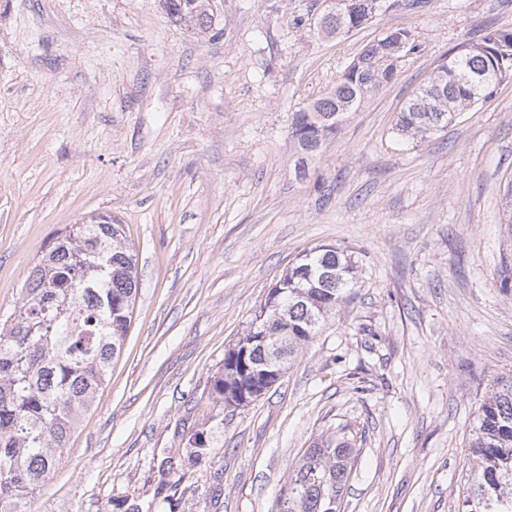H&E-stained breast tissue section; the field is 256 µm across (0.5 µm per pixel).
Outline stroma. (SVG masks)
Wrapping results in <instances>:
<instances>
[{
    "instance_id": "stroma-1",
    "label": "stroma",
    "mask_w": 512,
    "mask_h": 512,
    "mask_svg": "<svg viewBox=\"0 0 512 512\" xmlns=\"http://www.w3.org/2000/svg\"><path fill=\"white\" fill-rule=\"evenodd\" d=\"M332 0H0V318L57 233L123 224L138 293L121 355L28 512H277L306 448H356L341 512H462L476 412L512 377V82L407 144L404 104L512 0H393L328 37ZM412 51L296 168L299 110L369 42ZM358 284L268 392L212 394L224 354L300 255ZM204 433L203 453L193 447ZM209 0H165L168 14L179 23L206 35L212 30L213 12Z\"/></svg>"
}]
</instances>
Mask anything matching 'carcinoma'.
<instances>
[{"label": "carcinoma", "instance_id": "obj_1", "mask_svg": "<svg viewBox=\"0 0 512 512\" xmlns=\"http://www.w3.org/2000/svg\"><path fill=\"white\" fill-rule=\"evenodd\" d=\"M168 14L198 34L212 30L209 0H164ZM382 0H345L342 19L322 18L329 36L340 27H360L381 10ZM399 30L366 45L328 95L297 112L292 138L297 165L335 134L349 114L390 82L402 54ZM485 71L476 92L463 76ZM512 79V29H496L465 46L398 113L395 134L418 141L447 128L455 117L493 98ZM136 260L123 225L108 214L73 224L33 267L22 301L0 321V512H27L28 501L55 469L73 433L105 385L112 360L126 340L136 289ZM332 270V281L323 273ZM357 284L345 250L322 245L288 267L269 290L265 304L288 305V321L261 308L246 336V358L228 350L212 392L224 402L247 391L270 390L256 373L267 336L288 339V355L309 341L319 323ZM356 449L328 438L305 449L288 474L278 512H341ZM467 464L471 482L464 512H512V378L497 382L480 404Z\"/></svg>", "mask_w": 512, "mask_h": 512}]
</instances>
